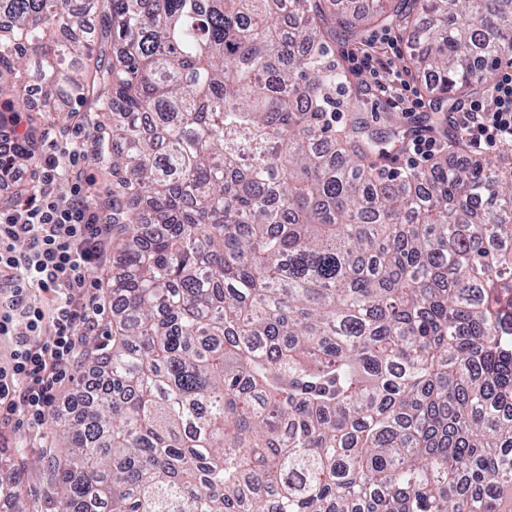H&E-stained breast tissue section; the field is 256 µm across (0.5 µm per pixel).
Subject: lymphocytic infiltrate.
Segmentation results:
<instances>
[{"mask_svg":"<svg viewBox=\"0 0 512 512\" xmlns=\"http://www.w3.org/2000/svg\"><path fill=\"white\" fill-rule=\"evenodd\" d=\"M397 38L384 35L352 50L356 72L369 73L377 100L398 112L423 105L419 88L403 70H391L393 57L402 55ZM391 78H381L382 70ZM453 126L468 153L481 155L512 146V56L499 57L488 98H474L460 107ZM66 173L60 157L45 156L40 185L27 194L24 171L0 170V195L11 205L0 209V293L9 301L0 311V336H18L9 366H0V402L40 428L58 402V387L67 375L83 336L99 325L104 307L100 282L87 278L92 268L110 264L112 217L94 208L86 196L62 198L54 185ZM28 250L14 251L17 241ZM53 292L49 308L33 304V292ZM47 341H40V334Z\"/></svg>","mask_w":512,"mask_h":512,"instance_id":"f902f5d3","label":"lymphocytic infiltrate"}]
</instances>
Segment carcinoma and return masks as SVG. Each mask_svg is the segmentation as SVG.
I'll return each instance as SVG.
<instances>
[{"label":"carcinoma","mask_w":512,"mask_h":512,"mask_svg":"<svg viewBox=\"0 0 512 512\" xmlns=\"http://www.w3.org/2000/svg\"><path fill=\"white\" fill-rule=\"evenodd\" d=\"M344 2L0 0V95L89 121L121 240L58 512H512V155L386 172L335 57L395 27L462 100L512 0Z\"/></svg>","instance_id":"1"}]
</instances>
